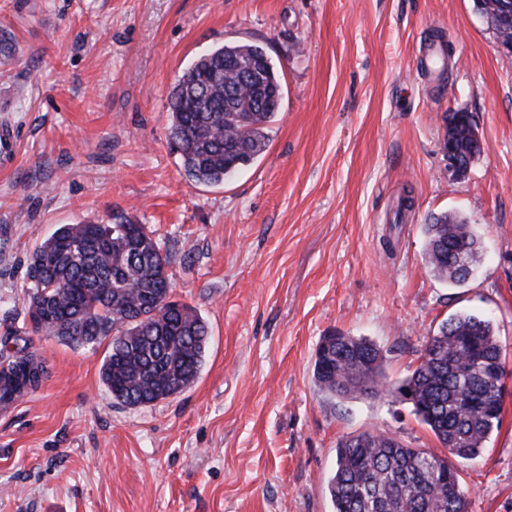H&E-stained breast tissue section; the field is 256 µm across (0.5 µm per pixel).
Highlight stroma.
<instances>
[{
    "mask_svg": "<svg viewBox=\"0 0 512 512\" xmlns=\"http://www.w3.org/2000/svg\"><path fill=\"white\" fill-rule=\"evenodd\" d=\"M449 70L421 67L434 35ZM0 340L45 374L0 405V512H333L342 440L365 431L447 450L393 392L452 315L489 318L506 389L486 452L454 459L469 512H512V59L473 0H0ZM266 46L282 82L266 151L224 184L188 181L168 95L199 55ZM482 149L448 170V114ZM410 193L413 206L399 214ZM122 210L168 243L172 296L206 320L200 373L147 407L100 381L107 345L33 333L29 253L58 225ZM481 241L460 286L425 262L427 215ZM362 336L387 390L339 399L323 337Z\"/></svg>",
    "mask_w": 512,
    "mask_h": 512,
    "instance_id": "1",
    "label": "stroma"
}]
</instances>
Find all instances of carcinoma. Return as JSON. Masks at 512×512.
Segmentation results:
<instances>
[{"instance_id": "carcinoma-1", "label": "carcinoma", "mask_w": 512, "mask_h": 512, "mask_svg": "<svg viewBox=\"0 0 512 512\" xmlns=\"http://www.w3.org/2000/svg\"><path fill=\"white\" fill-rule=\"evenodd\" d=\"M281 82L261 43L226 44L201 55L168 97L174 144L186 177L220 184L266 148L279 112ZM426 258L435 275L461 284L480 241L468 222L431 214ZM170 255L155 230L124 211L106 224H62L30 252L26 266L33 332L75 349L109 341L101 381L112 397L142 407L171 398L199 374L209 327L191 306L172 299ZM486 361L502 359L491 320L459 314L429 337L403 384L414 389L413 412L462 460L485 451L499 425L501 374ZM384 356L367 338L341 336L330 355L317 350L315 379L338 398L360 397L357 377L384 386ZM44 366L21 348L0 358V402L36 388ZM334 512H468L459 475L448 460L410 448L389 434L363 432L337 448L328 483Z\"/></svg>"}]
</instances>
